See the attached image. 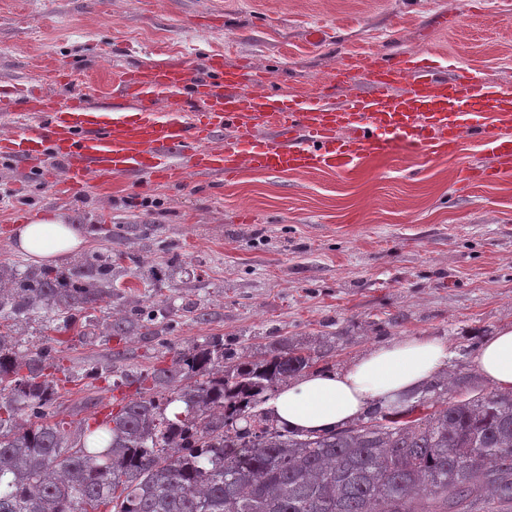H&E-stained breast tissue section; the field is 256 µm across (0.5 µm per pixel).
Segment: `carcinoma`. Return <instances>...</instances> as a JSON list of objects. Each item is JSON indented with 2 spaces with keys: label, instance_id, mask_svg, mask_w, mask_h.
<instances>
[{
  "label": "carcinoma",
  "instance_id": "obj_1",
  "mask_svg": "<svg viewBox=\"0 0 512 512\" xmlns=\"http://www.w3.org/2000/svg\"><path fill=\"white\" fill-rule=\"evenodd\" d=\"M153 237L150 224H117L115 247L65 268L0 263V322L26 314L92 339L151 335L155 314L115 316L104 333L76 316L125 299L122 262L158 275L125 250ZM48 357L19 353L0 331V512H512V391L464 397L476 376L463 366L451 383L436 375L302 435L259 406L320 355L284 336L253 360L214 339L150 373L112 364L113 387L136 384V396L72 432L53 411L69 376L45 374ZM174 403L181 411L167 414Z\"/></svg>",
  "mask_w": 512,
  "mask_h": 512
}]
</instances>
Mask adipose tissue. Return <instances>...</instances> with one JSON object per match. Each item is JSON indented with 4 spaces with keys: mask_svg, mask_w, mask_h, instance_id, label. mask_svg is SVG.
Here are the masks:
<instances>
[{
    "mask_svg": "<svg viewBox=\"0 0 512 512\" xmlns=\"http://www.w3.org/2000/svg\"><path fill=\"white\" fill-rule=\"evenodd\" d=\"M17 248L40 263H57L83 247L80 228L46 214L19 225ZM447 343L405 339L369 352L337 372H311L280 390L267 407L279 425L299 432L329 430L355 419L370 403L391 401L448 363ZM475 364L484 378L512 389V326L485 340Z\"/></svg>",
    "mask_w": 512,
    "mask_h": 512,
    "instance_id": "ef3b65f1",
    "label": "adipose tissue"
}]
</instances>
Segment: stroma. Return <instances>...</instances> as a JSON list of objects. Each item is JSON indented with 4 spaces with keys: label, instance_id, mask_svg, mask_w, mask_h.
Masks as SVG:
<instances>
[{
    "label": "stroma",
    "instance_id": "1",
    "mask_svg": "<svg viewBox=\"0 0 512 512\" xmlns=\"http://www.w3.org/2000/svg\"><path fill=\"white\" fill-rule=\"evenodd\" d=\"M447 14L456 24H444ZM318 24L330 35L315 46ZM368 50L428 52L512 87V0H0V87L32 82L62 101L107 96L124 66L171 59L201 73L218 53L265 72L270 87L308 94ZM59 66L69 84L52 80ZM483 159L467 137L445 159L399 146L344 176L245 169L218 191L207 175L69 191L0 156V262L24 259L18 225L55 213L82 228L91 250L110 247L113 225H156L164 245L144 260L163 269L175 256L182 269L118 281L129 302L168 309L156 337L88 340L37 317L11 332L21 350L49 349V367L74 374L56 399L65 411L90 394L111 403L101 374L113 351L147 371L210 337L260 358L296 336L321 352L323 372L414 337L447 342L449 369L473 365L512 324V175L457 182ZM189 302L209 320L185 311Z\"/></svg>",
    "mask_w": 512,
    "mask_h": 512
}]
</instances>
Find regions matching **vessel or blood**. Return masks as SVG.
I'll list each match as a JSON object with an SVG mask.
<instances>
[{
	"label": "vessel or blood",
	"mask_w": 512,
	"mask_h": 512,
	"mask_svg": "<svg viewBox=\"0 0 512 512\" xmlns=\"http://www.w3.org/2000/svg\"><path fill=\"white\" fill-rule=\"evenodd\" d=\"M206 75L184 62L122 68L110 100L66 101L41 88H0V107L33 119L0 134V155L46 170L60 188L123 177L174 182L191 172L224 178L249 168L267 173L354 172L396 145L434 158L452 155L464 135L480 141L493 164L468 169L492 181L512 168V89L472 66L442 76L424 53L380 59L364 53L336 68V84L297 96L269 93L263 72L208 57ZM363 81V92L334 102V90Z\"/></svg>",
	"instance_id": "b4317fda"
}]
</instances>
